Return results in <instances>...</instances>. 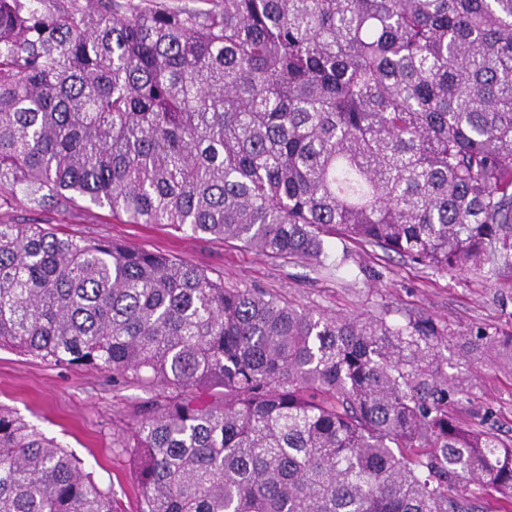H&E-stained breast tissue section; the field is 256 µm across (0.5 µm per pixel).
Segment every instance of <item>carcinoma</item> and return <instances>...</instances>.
I'll list each match as a JSON object with an SVG mask.
<instances>
[{
  "instance_id": "1",
  "label": "carcinoma",
  "mask_w": 512,
  "mask_h": 512,
  "mask_svg": "<svg viewBox=\"0 0 512 512\" xmlns=\"http://www.w3.org/2000/svg\"><path fill=\"white\" fill-rule=\"evenodd\" d=\"M208 2L0 0V209L512 268V0ZM444 339L0 220V347L163 390L124 444L142 512H512V442L458 420ZM470 347L512 370V335ZM0 512L114 509L0 404Z\"/></svg>"
}]
</instances>
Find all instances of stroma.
I'll return each instance as SVG.
<instances>
[{"label":"stroma","mask_w":512,"mask_h":512,"mask_svg":"<svg viewBox=\"0 0 512 512\" xmlns=\"http://www.w3.org/2000/svg\"><path fill=\"white\" fill-rule=\"evenodd\" d=\"M8 219L55 224L63 237L102 236L161 252L223 277L226 285L273 292L306 309L381 316L393 325L431 322L451 334L440 367L465 380L469 401L461 419L492 408L490 428L512 439V373L467 352L476 330L512 333L511 269L442 271L343 237L332 241L338 268L329 273L299 260L271 259L237 241L159 224H128L114 218L109 207L84 200L61 210L20 203ZM156 394L135 383L114 384L111 374L93 367H60L0 349V403L56 437L97 481L111 487L118 512H139L142 506L133 455L123 443Z\"/></svg>","instance_id":"stroma-1"}]
</instances>
